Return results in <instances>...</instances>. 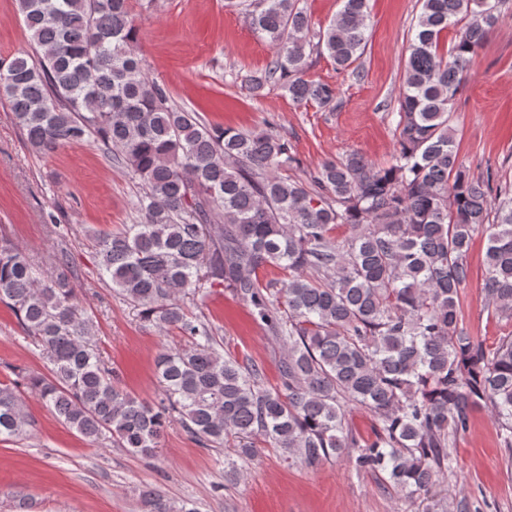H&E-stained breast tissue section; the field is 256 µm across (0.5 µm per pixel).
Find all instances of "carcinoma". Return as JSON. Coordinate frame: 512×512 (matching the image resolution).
<instances>
[{
  "instance_id": "carcinoma-1",
  "label": "carcinoma",
  "mask_w": 512,
  "mask_h": 512,
  "mask_svg": "<svg viewBox=\"0 0 512 512\" xmlns=\"http://www.w3.org/2000/svg\"><path fill=\"white\" fill-rule=\"evenodd\" d=\"M15 2L33 53L0 59V95L35 151L94 135L142 182L136 223L96 239L100 270L144 320L187 338L157 356L160 400L141 401L89 347L66 259L44 271L1 239L0 302L50 364V376L23 384L69 429L145 456L174 423L243 463L260 444L308 466L345 456L408 501L451 473L448 448L475 408L491 413L512 449V335L487 348L459 323L480 229L487 310L512 320V184L471 177L452 125L463 74L499 20L497 0H419L390 164L351 151L323 161L309 185L284 174L298 159L274 124L214 127L170 102L136 52L129 0ZM242 5L274 49L249 91L279 87L296 104L336 108V86L305 78L307 58L317 48L338 70L356 62L369 0H342L318 31L301 0H225ZM450 28L446 56L439 41ZM269 268L283 278L261 279ZM217 284L286 348L277 386L178 302ZM23 384L0 381V441L30 425ZM350 405L375 417L372 439L349 427ZM142 500L147 512H194L147 488Z\"/></svg>"
}]
</instances>
